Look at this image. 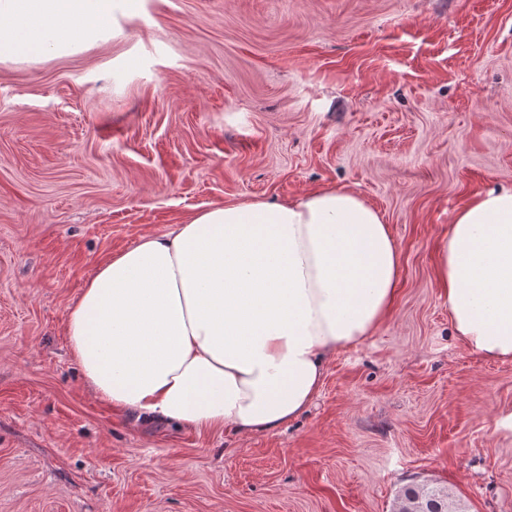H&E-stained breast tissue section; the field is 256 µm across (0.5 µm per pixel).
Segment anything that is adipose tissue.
I'll return each instance as SVG.
<instances>
[{
	"label": "adipose tissue",
	"mask_w": 512,
	"mask_h": 512,
	"mask_svg": "<svg viewBox=\"0 0 512 512\" xmlns=\"http://www.w3.org/2000/svg\"><path fill=\"white\" fill-rule=\"evenodd\" d=\"M133 0H0V62L79 53ZM400 253L377 210L311 190L193 213L101 263L69 309L88 390L146 422L275 430L320 393L329 359L389 316ZM456 336L512 361V187L462 205L438 246Z\"/></svg>",
	"instance_id": "adipose-tissue-1"
}]
</instances>
